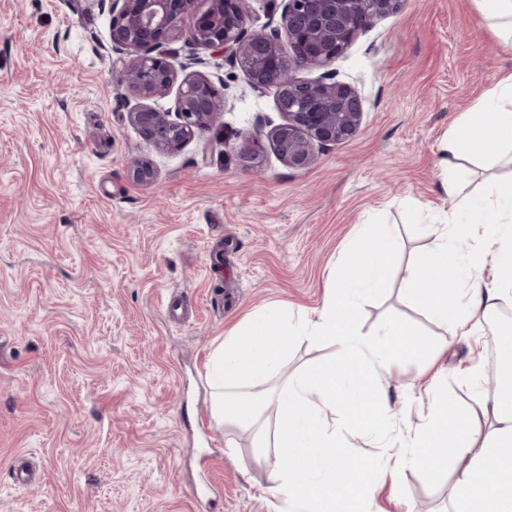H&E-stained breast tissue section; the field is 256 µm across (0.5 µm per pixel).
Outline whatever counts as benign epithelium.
<instances>
[{
    "label": "benign epithelium",
    "mask_w": 512,
    "mask_h": 512,
    "mask_svg": "<svg viewBox=\"0 0 512 512\" xmlns=\"http://www.w3.org/2000/svg\"><path fill=\"white\" fill-rule=\"evenodd\" d=\"M280 25L271 31L249 30L247 0H112V44L131 53L118 85L142 103L128 112L129 123L150 146L179 149L196 134L213 129L224 112V99L210 80L179 78L164 47L178 40L191 21L189 40L219 51L237 65L255 90L276 89L285 122L271 132L281 160L291 169H306L318 158L315 147L354 137L363 105L357 91L335 80L332 65L374 20L397 12L403 0H282ZM300 69H321L311 80ZM179 85L176 109L161 112L146 101L167 95ZM262 133L237 148L240 166L258 172ZM132 179L155 181L151 161L132 164Z\"/></svg>",
    "instance_id": "obj_1"
}]
</instances>
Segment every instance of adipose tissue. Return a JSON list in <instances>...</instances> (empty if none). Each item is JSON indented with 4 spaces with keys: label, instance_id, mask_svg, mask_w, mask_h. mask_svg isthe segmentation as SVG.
Returning a JSON list of instances; mask_svg holds the SVG:
<instances>
[{
    "label": "adipose tissue",
    "instance_id": "adipose-tissue-1",
    "mask_svg": "<svg viewBox=\"0 0 512 512\" xmlns=\"http://www.w3.org/2000/svg\"><path fill=\"white\" fill-rule=\"evenodd\" d=\"M512 153V75L491 90L475 111L461 115L438 147V162L448 195L460 196L452 216L431 225V243L404 270L409 301L437 325L456 312L461 335L474 319L489 315L512 293V179L490 182L479 194L461 196L456 174L479 158ZM463 224L484 225L482 242L462 250L455 232ZM400 254L394 230L367 224L323 286L314 311L295 313L271 304L253 310L217 346L207 367L210 414L216 426L255 430L256 446L274 447L290 461L268 490L278 501L274 512H365L373 468L352 462L326 420L325 409L341 407L363 432H378L389 412L374 392L382 376L392 375L398 359L434 364L447 343H430L403 321L389 319L375 337H361L355 315L362 303L381 293ZM493 258L498 278L483 276ZM320 339L336 347L334 360L278 382L290 342ZM502 368L493 393L483 394L497 426L480 433L472 415L440 396L427 425L409 442L408 454L422 470L435 474L450 458L466 464L457 475L449 512H512V346L501 352ZM273 414V430L259 428ZM496 473L488 483V473Z\"/></svg>",
    "mask_w": 512,
    "mask_h": 512
}]
</instances>
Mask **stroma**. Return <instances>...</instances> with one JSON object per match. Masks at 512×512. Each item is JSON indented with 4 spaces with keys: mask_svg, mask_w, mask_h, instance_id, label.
Segmentation results:
<instances>
[{
    "mask_svg": "<svg viewBox=\"0 0 512 512\" xmlns=\"http://www.w3.org/2000/svg\"><path fill=\"white\" fill-rule=\"evenodd\" d=\"M112 0H0V512H271L283 463L210 417L206 366L253 308L314 309L353 229L391 225L402 265L428 245L433 216L455 211L436 146L462 113L512 73L473 0H406L331 66L363 103L350 140L288 168L265 141L259 172L238 145L283 123L276 91L253 90L222 53L182 41L171 62L224 96L222 131L179 151L148 146L117 84L128 53L110 40ZM147 158L157 178L133 182ZM394 270L356 324L398 317L438 329ZM503 298L473 336L448 334L449 402L478 409L467 368L498 373ZM328 343L289 344V377L330 363ZM429 366L399 362L379 392L380 436L327 411L354 454L378 469L369 512H447L457 462L425 474L397 451L432 402ZM31 462L32 483L14 473Z\"/></svg>",
    "mask_w": 512,
    "mask_h": 512,
    "instance_id": "obj_1",
    "label": "stroma"
}]
</instances>
